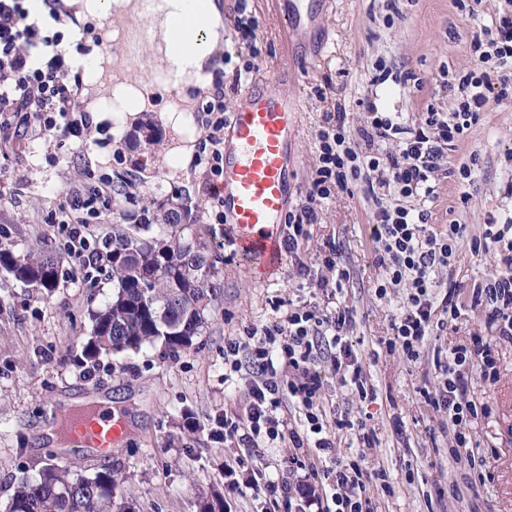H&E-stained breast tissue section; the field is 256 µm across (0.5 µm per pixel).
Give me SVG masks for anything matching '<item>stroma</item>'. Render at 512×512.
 I'll list each match as a JSON object with an SVG mask.
<instances>
[{
  "label": "stroma",
  "instance_id": "obj_1",
  "mask_svg": "<svg viewBox=\"0 0 512 512\" xmlns=\"http://www.w3.org/2000/svg\"><path fill=\"white\" fill-rule=\"evenodd\" d=\"M222 2L224 48L231 56L224 66V107L229 110L239 89L236 71L251 60L237 49V0ZM398 8L392 19L384 0H332L326 10L321 62L287 87L302 105L291 208L307 202L325 113L344 107L348 127L358 130L366 120L361 101L367 98L379 111L398 114L403 125L412 127L428 105L443 112L451 108L453 94L443 86L447 71L475 67L470 44L478 26L457 0H399ZM248 9L257 24L250 75L255 81L273 76L285 63L287 46L270 0H249ZM381 61L393 73L408 76V84L389 80L372 85ZM167 149L164 115L157 107L117 126L109 120L92 123L79 138L30 136L0 142V248L18 253L44 242L62 257L57 286L46 298L0 268V512L19 479L38 470L54 448L42 438L45 412L90 395L110 398L113 410L127 415L129 432L110 458L93 459L80 451L69 454L66 465L87 476L117 472L123 483L116 500L130 512H269L265 499L224 490L225 459L249 455L248 449L218 442L211 434L212 420L238 411L245 392L244 383H224V339L266 324L279 304L287 309L327 307L328 296L315 286L326 275L316 255L330 239L350 271L339 299L354 310L352 344L376 398L359 401L339 386L326 365L324 402L329 407L349 403L379 438L376 447L362 454L350 431L337 432V458L360 455L364 468H385L394 492L370 488L378 512H512V450L501 448L498 439L496 385L474 383L471 395L483 413L472 426L471 447L455 456L448 452L446 416L424 398L439 380L438 359L485 329L468 302L473 288L494 270V252L459 250L454 277L461 287V316L455 328L431 336L419 359L410 361L402 351L387 347L390 322L401 312L406 290L391 288L382 297L376 293L372 203L361 191H340L326 200L298 255L285 257L276 274L258 279L225 246L227 227L212 218L202 168L191 163L174 172L159 167ZM474 154L479 162L472 164L469 179L456 173L439 178L438 197L429 205L432 227L464 224L475 237L488 219L501 224L512 218L507 191L512 182V100L491 104L446 156L456 170L471 164ZM131 174L137 179L133 199L106 222L93 225L94 239L111 235L124 213L146 209L154 215L172 199L189 201L195 236L221 256L224 294L210 309L194 350L168 358L160 347L147 346L101 356L93 366L81 360V346L91 334L92 311L112 295V282L102 269L75 283L76 271L65 258L66 235L53 220L64 192L85 193L105 180ZM396 417L403 422L399 435L392 425ZM476 457L486 458L485 470H473ZM468 481L473 487L463 498L450 495L452 485Z\"/></svg>",
  "mask_w": 512,
  "mask_h": 512
}]
</instances>
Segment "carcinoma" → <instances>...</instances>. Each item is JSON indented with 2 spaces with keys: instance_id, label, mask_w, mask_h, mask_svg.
<instances>
[{
  "instance_id": "obj_1",
  "label": "carcinoma",
  "mask_w": 512,
  "mask_h": 512,
  "mask_svg": "<svg viewBox=\"0 0 512 512\" xmlns=\"http://www.w3.org/2000/svg\"><path fill=\"white\" fill-rule=\"evenodd\" d=\"M161 228L160 234L150 235L148 224L112 226V297L92 314L84 362L157 343L172 357L194 346L207 312L224 293L217 279L221 257L188 238L178 214H163ZM0 267L24 287L48 296L57 284L60 258L43 246L18 255L0 250ZM121 484L110 471L76 476L65 466L47 463L20 479L10 512H112Z\"/></svg>"
}]
</instances>
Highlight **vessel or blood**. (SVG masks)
I'll list each match as a JSON object with an SVG mask.
<instances>
[{
  "mask_svg": "<svg viewBox=\"0 0 512 512\" xmlns=\"http://www.w3.org/2000/svg\"><path fill=\"white\" fill-rule=\"evenodd\" d=\"M279 17L287 34L290 64L271 79L251 83L237 94L224 125V174L219 205L229 226L235 250L254 270L271 273L283 261V218L295 186L298 157L294 146L300 133L301 102L283 92L298 79L305 65L321 56V44L301 49L304 26L323 13L325 0H279ZM198 0H187L185 10L171 14L167 0H125L111 7L95 31L109 54L102 78L109 86L125 82L141 61L157 59L155 84L168 90L172 111L188 106L184 90L193 79L190 67L178 65L205 49ZM188 29L189 41L166 43L169 31ZM72 447L107 458L126 433L123 416L110 406L93 403L72 414L64 424Z\"/></svg>",
  "mask_w": 512,
  "mask_h": 512,
  "instance_id": "vessel-or-blood-1",
  "label": "vessel or blood"
}]
</instances>
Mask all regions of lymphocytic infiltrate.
<instances>
[{
	"label": "lymphocytic infiltrate",
	"mask_w": 512,
	"mask_h": 512,
	"mask_svg": "<svg viewBox=\"0 0 512 512\" xmlns=\"http://www.w3.org/2000/svg\"><path fill=\"white\" fill-rule=\"evenodd\" d=\"M78 20L65 0H0V138L24 137L34 132L69 137L82 102V76L61 50L66 35ZM478 56L476 69L457 73L447 86L454 93L451 111L427 106L421 122L408 128L378 112L363 99L367 120L350 132L346 113H326L318 132L317 158L311 175L308 203L288 214L284 248L297 254L316 222V206L336 191L363 188L374 205L371 238L377 245L375 264L381 269L379 295L407 287L406 302L390 323L389 346L408 360L419 358L434 329L447 328L461 315L456 280L441 279L460 246L473 250L492 247L496 270L474 288L471 306L484 316L493 342L512 343V224L489 223L482 237L465 238V227L449 225L442 232L428 228L426 201L435 197L434 183L447 149L463 140L490 102L512 99V0L480 24L471 42ZM198 126L196 163L207 183L221 181L224 151V70L216 68L205 90L197 91ZM126 195L125 186L103 184L85 194L65 196L60 210L67 220V255L82 270L103 260L102 251L90 249L92 220L110 212ZM356 326L352 309L340 305L326 312L317 306L288 310L284 315L244 335L224 340V363L231 375L247 381L245 412L224 420V438L239 448L289 440L296 449L314 447L327 458L323 477L331 494L308 491L297 471L298 458L249 465L240 457L224 462L228 493L264 496L273 512H292L293 497L304 498L316 512H377L367 493L368 482L389 490L387 474L378 468L363 471L358 460L334 457V430H353L359 447H375L378 438L363 418L345 406L326 411L320 365L330 362L338 384L359 400H373L369 383L349 340ZM493 342L452 348L441 363L442 377L425 399L444 413L453 427L451 450L471 443L470 427L478 416L470 398L474 379L495 383ZM303 420L293 425L289 407Z\"/></svg>",
	"instance_id": "f902f5d3"
}]
</instances>
